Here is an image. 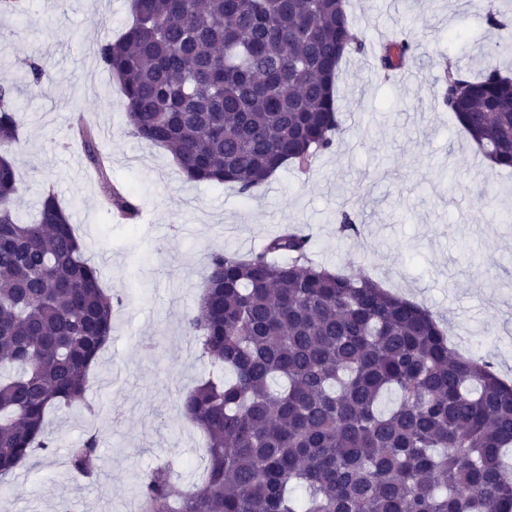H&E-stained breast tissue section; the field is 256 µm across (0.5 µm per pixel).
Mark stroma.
I'll list each match as a JSON object with an SVG mask.
<instances>
[{"instance_id":"35a3bbf8","label":"stroma","mask_w":512,"mask_h":512,"mask_svg":"<svg viewBox=\"0 0 512 512\" xmlns=\"http://www.w3.org/2000/svg\"><path fill=\"white\" fill-rule=\"evenodd\" d=\"M347 10L365 48L346 53L336 81L345 134L309 176L283 166L247 199L228 185L186 181L168 151L130 134L97 49L130 23L131 0H23L20 11L0 13V83L21 87L16 208L30 216L54 186L104 287L124 298L90 371L89 407L49 415L50 450L0 484V512H134L135 473L167 460L179 463L180 488L201 484L203 437L179 398L211 367L183 320L213 253L260 252L287 225L310 233L313 260L428 309L456 349L489 356L512 380V223L499 217L512 208V173L488 167L441 105L445 67L476 75L469 58L478 49L512 70L508 37L464 0H348ZM402 30L418 46L409 87L378 80L373 68L374 51ZM37 57L43 82L25 86ZM74 113L98 131L113 182L140 208L137 223L102 210L105 187L72 143ZM345 213L359 234L341 232ZM91 429L99 477L78 481L68 450Z\"/></svg>"}]
</instances>
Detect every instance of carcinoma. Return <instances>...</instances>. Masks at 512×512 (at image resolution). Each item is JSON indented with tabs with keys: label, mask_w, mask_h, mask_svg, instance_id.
<instances>
[{
	"label": "carcinoma",
	"mask_w": 512,
	"mask_h": 512,
	"mask_svg": "<svg viewBox=\"0 0 512 512\" xmlns=\"http://www.w3.org/2000/svg\"><path fill=\"white\" fill-rule=\"evenodd\" d=\"M467 6L505 27L484 0ZM132 12L98 57L121 86L130 134L171 151L186 180L247 198L288 162L306 174L333 149L338 63L364 49L345 0H133ZM484 59L478 79L444 69L443 103L485 158L512 168V79ZM416 61L399 33L376 68ZM18 92L0 83L1 480L52 447L50 410L86 400L122 303L53 190L31 223L16 212ZM78 134L109 181L94 135ZM106 196L109 212L138 215L125 191ZM310 241L289 226L250 258L212 254L184 329L225 375L182 399L207 478L184 493L171 460L136 473L143 512H512V385L486 358L453 351L428 310L314 262ZM98 446L89 434L69 449L78 478L95 479Z\"/></svg>",
	"instance_id": "cac0c4a2"
}]
</instances>
